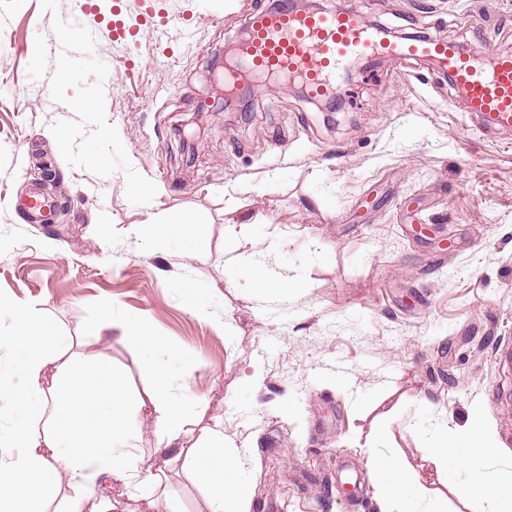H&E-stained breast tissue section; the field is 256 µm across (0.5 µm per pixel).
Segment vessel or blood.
Instances as JSON below:
<instances>
[{"instance_id": "vessel-or-blood-1", "label": "vessel or blood", "mask_w": 512, "mask_h": 512, "mask_svg": "<svg viewBox=\"0 0 512 512\" xmlns=\"http://www.w3.org/2000/svg\"><path fill=\"white\" fill-rule=\"evenodd\" d=\"M244 60L248 78L268 75L305 83L312 97L339 93L340 73L352 58L384 54L400 62L424 60L447 75L462 93L467 112L512 130V55L488 51L475 60L454 42L423 38L389 41L370 28L351 0L300 12L289 6L250 13Z\"/></svg>"}]
</instances>
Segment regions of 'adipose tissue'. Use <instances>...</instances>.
<instances>
[{
  "instance_id": "obj_1",
  "label": "adipose tissue",
  "mask_w": 512,
  "mask_h": 512,
  "mask_svg": "<svg viewBox=\"0 0 512 512\" xmlns=\"http://www.w3.org/2000/svg\"><path fill=\"white\" fill-rule=\"evenodd\" d=\"M5 315L11 330L0 336V350L8 354L0 362V512H43L44 502L59 494L65 497L61 512H105L104 500L90 493L102 477L136 481L140 497L155 501L164 474L140 478L139 459L131 451L134 419L146 409L155 416L160 445L182 457L208 488L207 512H249L251 494L240 457L225 448L221 432L187 426L194 410L186 394L188 367H153V396L146 403L135 401L111 358L71 354L72 337L55 328L38 302H11ZM14 377L21 386H11ZM92 402L103 413L95 423L85 418ZM460 440L468 445V457L500 453L483 415L475 411L461 437L436 438L430 450L435 467L451 468L461 498L486 502L489 512H512V474L464 477L468 458L455 456ZM370 470L382 512H417L400 457L373 455Z\"/></svg>"
}]
</instances>
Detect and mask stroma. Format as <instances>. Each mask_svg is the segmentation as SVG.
Masks as SVG:
<instances>
[{
  "label": "stroma",
  "mask_w": 512,
  "mask_h": 512,
  "mask_svg": "<svg viewBox=\"0 0 512 512\" xmlns=\"http://www.w3.org/2000/svg\"><path fill=\"white\" fill-rule=\"evenodd\" d=\"M252 1L271 5L0 0V296L39 302L137 397L147 362L179 353L199 426L242 455L250 512H380L374 448L404 460L420 512H486L427 450L477 409L503 454L466 476L512 471V132L466 112L430 63L386 57L360 58L333 112L274 79L226 108L206 67ZM352 2L381 30L512 53V0ZM116 20L131 38L114 41ZM193 118L210 131L186 165L177 135ZM47 169L49 196L71 201L59 216L28 207ZM152 213L208 234L188 249L126 236ZM245 235L249 264L295 288L259 294L225 270ZM190 284L208 287L204 312ZM111 311L165 350L100 337ZM136 432L165 496L206 512L152 416Z\"/></svg>",
  "instance_id": "1"
}]
</instances>
